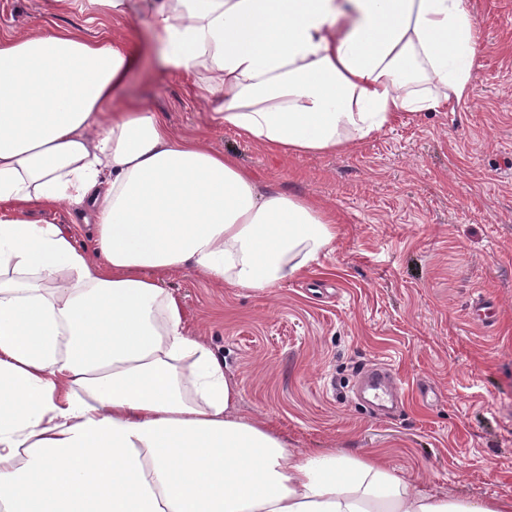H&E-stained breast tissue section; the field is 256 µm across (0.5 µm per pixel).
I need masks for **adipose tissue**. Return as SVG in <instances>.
Returning a JSON list of instances; mask_svg holds the SVG:
<instances>
[{"mask_svg": "<svg viewBox=\"0 0 512 512\" xmlns=\"http://www.w3.org/2000/svg\"><path fill=\"white\" fill-rule=\"evenodd\" d=\"M165 72L275 156L343 154L474 82L468 0H144ZM135 52L0 36V512H512L370 457L297 455L161 277L262 291L329 252L336 215L123 94ZM112 120L101 124L104 110ZM95 213V261L24 213Z\"/></svg>", "mask_w": 512, "mask_h": 512, "instance_id": "ef3b65f1", "label": "adipose tissue"}]
</instances>
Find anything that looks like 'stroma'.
I'll return each instance as SVG.
<instances>
[{
	"label": "stroma",
	"instance_id": "35a3bbf8",
	"mask_svg": "<svg viewBox=\"0 0 512 512\" xmlns=\"http://www.w3.org/2000/svg\"><path fill=\"white\" fill-rule=\"evenodd\" d=\"M469 2L478 46L464 102L401 115L346 154L288 159L208 127V103L163 74L140 15L0 0V34L64 29L124 44L139 55L126 94L264 188L335 210L330 252L297 279L264 291L191 270L164 280L188 333L238 383L239 415L271 423L296 454L376 455L416 487L511 499L512 0ZM378 363L405 392L390 419L353 398Z\"/></svg>",
	"mask_w": 512,
	"mask_h": 512
}]
</instances>
